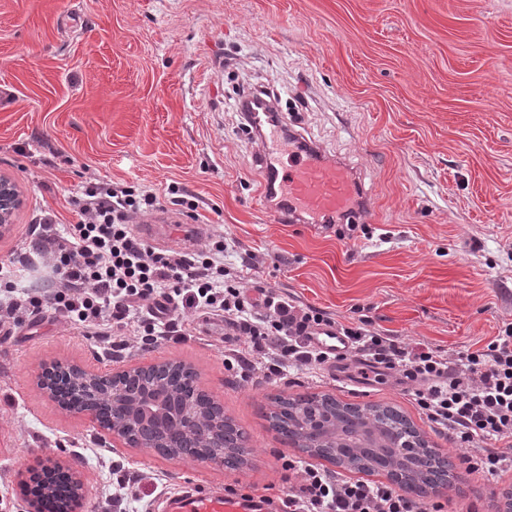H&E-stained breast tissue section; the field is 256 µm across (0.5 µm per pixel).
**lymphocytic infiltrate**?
<instances>
[{"instance_id": "lymphocytic-infiltrate-1", "label": "lymphocytic infiltrate", "mask_w": 512, "mask_h": 512, "mask_svg": "<svg viewBox=\"0 0 512 512\" xmlns=\"http://www.w3.org/2000/svg\"><path fill=\"white\" fill-rule=\"evenodd\" d=\"M167 198L138 185L88 182L71 202L74 220L58 224L44 215L29 246L55 283L52 296L33 288L16 293L9 275L0 276V324L17 323L43 309L92 331L115 336L135 327L141 346L156 347L186 338L194 314L223 316L237 335L224 357L226 370L241 378L279 375L289 367L313 371L325 355L308 338L329 324L326 313L288 302L272 289L260 300L243 285L252 266L224 264L228 245L211 236L193 252L160 250L137 236L133 221L172 204L197 218L195 196L177 184ZM356 350L374 367L418 382L414 401L428 420L448 430L468 450L463 461L494 480L512 472V450H494L490 441L512 438V328L485 348L462 354L458 363L425 346H412L362 327L346 330ZM283 468L299 476L289 486L279 512H422L419 500L385 483L351 481L288 457Z\"/></svg>"}]
</instances>
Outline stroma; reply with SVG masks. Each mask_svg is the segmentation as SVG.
I'll list each match as a JSON object with an SVG mask.
<instances>
[{
  "label": "stroma",
  "mask_w": 512,
  "mask_h": 512,
  "mask_svg": "<svg viewBox=\"0 0 512 512\" xmlns=\"http://www.w3.org/2000/svg\"><path fill=\"white\" fill-rule=\"evenodd\" d=\"M282 88L299 140L345 161L370 222L282 224L261 206V135L244 94ZM0 173L24 203L0 235L20 256L37 216L68 223L86 181L169 184L199 200L177 232L187 250L223 233L229 263L336 323L422 343L449 357L512 325V0H0ZM221 318L152 349L117 350L45 314L0 329V512H24L18 473L69 457L82 467L84 512H157L187 483L277 497L294 449L265 414L276 395L329 393L398 407L456 462L452 488L424 496L443 512H496L512 473L484 479L453 436L427 420L414 382L351 380L293 369L244 381L224 368ZM95 371L191 364L198 384L249 436V464L110 450L90 417L37 390L42 363Z\"/></svg>",
  "instance_id": "1"
}]
</instances>
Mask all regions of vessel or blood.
<instances>
[{
	"mask_svg": "<svg viewBox=\"0 0 512 512\" xmlns=\"http://www.w3.org/2000/svg\"><path fill=\"white\" fill-rule=\"evenodd\" d=\"M263 182L282 180L288 194L275 206L277 217L285 223L304 222L306 217L330 221L340 214H355V199L360 195V183L353 180L346 168L338 163H320L317 159L298 162L288 172L275 169L271 156L261 160ZM311 343L325 352L334 366H341L351 354L350 341L336 326L317 328ZM257 500L225 499L223 494L201 485L169 495L162 512H255Z\"/></svg>",
	"mask_w": 512,
	"mask_h": 512,
	"instance_id": "obj_1",
	"label": "vessel or blood"
}]
</instances>
